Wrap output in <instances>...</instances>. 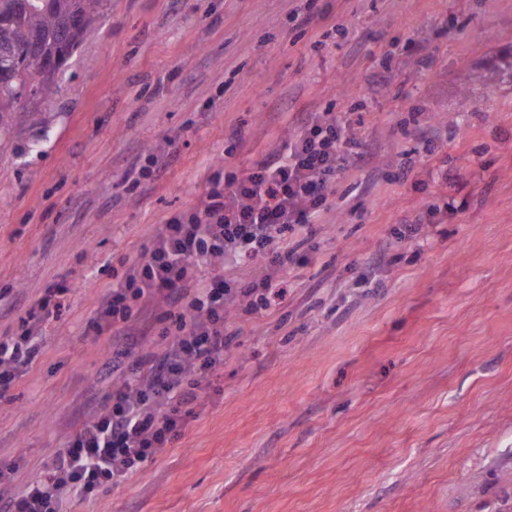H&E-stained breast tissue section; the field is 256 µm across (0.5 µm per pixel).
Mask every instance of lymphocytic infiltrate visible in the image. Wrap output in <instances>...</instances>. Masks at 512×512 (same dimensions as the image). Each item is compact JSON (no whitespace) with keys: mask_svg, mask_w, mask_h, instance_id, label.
<instances>
[{"mask_svg":"<svg viewBox=\"0 0 512 512\" xmlns=\"http://www.w3.org/2000/svg\"><path fill=\"white\" fill-rule=\"evenodd\" d=\"M293 134L244 173L215 170L196 203L161 224L140 262L107 289L98 325L112 333L102 378L108 392H91L93 409L80 417L47 472L19 495L0 493V512H60L72 493L136 472L181 434L232 337L227 313L267 311L283 269L296 265L292 237L309 232L329 209L337 176L362 163L361 143L332 112H296ZM254 266L260 277L243 284L206 277L205 266ZM56 286L36 301L18 334L0 338V396L32 366L42 312L61 308ZM160 336L159 355H136Z\"/></svg>","mask_w":512,"mask_h":512,"instance_id":"f902f5d3","label":"lymphocytic infiltrate"}]
</instances>
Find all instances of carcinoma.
I'll list each match as a JSON object with an SVG mask.
<instances>
[{
	"label": "carcinoma",
	"mask_w": 512,
	"mask_h": 512,
	"mask_svg": "<svg viewBox=\"0 0 512 512\" xmlns=\"http://www.w3.org/2000/svg\"><path fill=\"white\" fill-rule=\"evenodd\" d=\"M108 0H0V136L29 99L50 101L53 78L105 17Z\"/></svg>",
	"instance_id": "1"
}]
</instances>
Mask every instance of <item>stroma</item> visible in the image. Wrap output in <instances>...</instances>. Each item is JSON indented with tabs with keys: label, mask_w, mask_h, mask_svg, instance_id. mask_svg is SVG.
<instances>
[{
	"label": "stroma",
	"mask_w": 512,
	"mask_h": 512,
	"mask_svg": "<svg viewBox=\"0 0 512 512\" xmlns=\"http://www.w3.org/2000/svg\"><path fill=\"white\" fill-rule=\"evenodd\" d=\"M311 7L324 17L300 34L288 15ZM505 51L512 0H109L51 102L0 138V336L68 289L0 397L8 491L65 446L112 343L102 297L159 225L214 170L286 141L284 109H331L366 159L281 273L283 299L227 317L224 365L169 448L63 512H512ZM150 150L175 161L144 183Z\"/></svg>",
	"instance_id": "obj_1"
}]
</instances>
